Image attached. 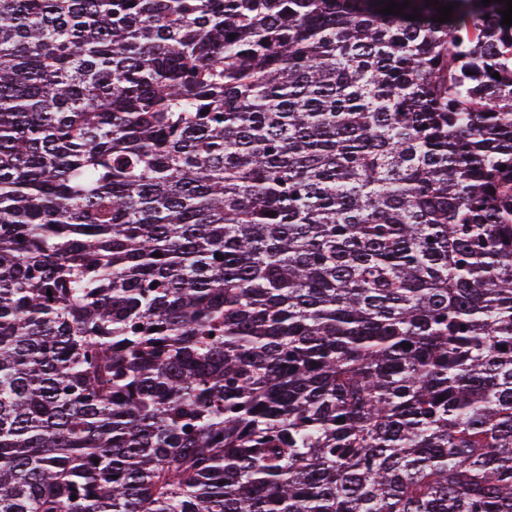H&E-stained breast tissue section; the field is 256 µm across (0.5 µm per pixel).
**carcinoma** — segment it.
Masks as SVG:
<instances>
[{"label":"carcinoma","mask_w":512,"mask_h":512,"mask_svg":"<svg viewBox=\"0 0 512 512\" xmlns=\"http://www.w3.org/2000/svg\"><path fill=\"white\" fill-rule=\"evenodd\" d=\"M395 2L0 0V512H512V25Z\"/></svg>","instance_id":"1"}]
</instances>
